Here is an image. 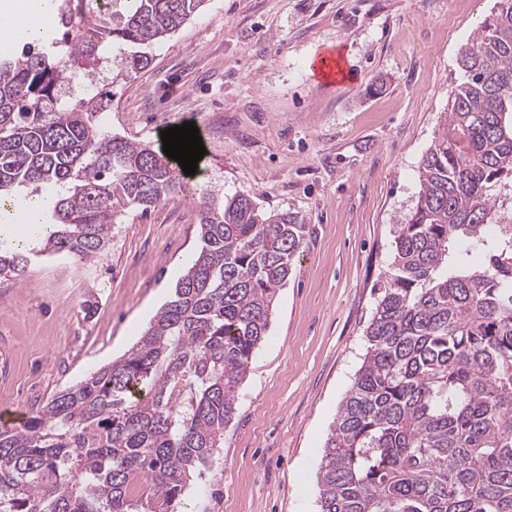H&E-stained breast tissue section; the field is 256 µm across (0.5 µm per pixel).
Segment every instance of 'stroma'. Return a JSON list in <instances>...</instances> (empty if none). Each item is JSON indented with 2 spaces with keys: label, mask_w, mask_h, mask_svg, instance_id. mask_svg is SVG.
Segmentation results:
<instances>
[{
  "label": "stroma",
  "mask_w": 512,
  "mask_h": 512,
  "mask_svg": "<svg viewBox=\"0 0 512 512\" xmlns=\"http://www.w3.org/2000/svg\"><path fill=\"white\" fill-rule=\"evenodd\" d=\"M496 3L207 0L148 67L100 72L97 124L158 147L161 130L195 123L203 178L122 217L100 259L0 276V408L30 417L130 350L199 251L201 195L245 194L298 213L306 235L224 445L177 509L318 512L322 449L366 352L390 229L416 205L460 49ZM322 50L343 77L314 74Z\"/></svg>",
  "instance_id": "obj_1"
}]
</instances>
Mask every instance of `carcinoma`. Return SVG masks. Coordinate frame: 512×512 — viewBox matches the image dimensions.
I'll list each match as a JSON object with an SVG mask.
<instances>
[{
	"label": "carcinoma",
	"instance_id": "obj_1",
	"mask_svg": "<svg viewBox=\"0 0 512 512\" xmlns=\"http://www.w3.org/2000/svg\"><path fill=\"white\" fill-rule=\"evenodd\" d=\"M206 0H112L88 21L56 0L61 37L0 56V201L51 194L34 248L0 236V275L34 256L90 261L112 225L188 185L163 150L97 129L95 66L122 69ZM462 46L465 80L423 154L413 211L367 327V353L322 449L319 512H512V0ZM304 218L249 196L200 202L198 255L124 357L19 424L0 422V512H174L224 443L268 334ZM190 391L188 407L173 404Z\"/></svg>",
	"mask_w": 512,
	"mask_h": 512
}]
</instances>
